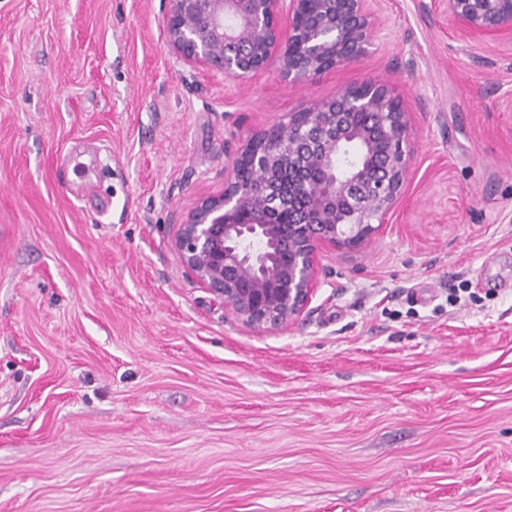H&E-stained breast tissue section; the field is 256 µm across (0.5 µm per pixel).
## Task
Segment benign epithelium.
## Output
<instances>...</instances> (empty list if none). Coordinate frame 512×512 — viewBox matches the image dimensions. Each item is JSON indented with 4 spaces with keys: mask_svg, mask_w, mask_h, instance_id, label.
I'll list each match as a JSON object with an SVG mask.
<instances>
[{
    "mask_svg": "<svg viewBox=\"0 0 512 512\" xmlns=\"http://www.w3.org/2000/svg\"><path fill=\"white\" fill-rule=\"evenodd\" d=\"M373 0H168L167 44L184 60L246 81L271 66L310 80L364 55L385 27ZM456 33L512 43V0H448ZM411 122L389 85L369 78L252 136L224 191L197 201L174 248L237 320L286 330L311 303L318 255L354 251L399 204L413 176ZM251 166L245 187L238 170Z\"/></svg>",
    "mask_w": 512,
    "mask_h": 512,
    "instance_id": "1",
    "label": "benign epithelium"
}]
</instances>
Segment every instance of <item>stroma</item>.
I'll return each instance as SVG.
<instances>
[{
  "label": "stroma",
  "instance_id": "obj_1",
  "mask_svg": "<svg viewBox=\"0 0 512 512\" xmlns=\"http://www.w3.org/2000/svg\"><path fill=\"white\" fill-rule=\"evenodd\" d=\"M359 61L239 82L166 0H0V512H512V45L378 0ZM375 78L401 206L244 327L179 225L252 135Z\"/></svg>",
  "mask_w": 512,
  "mask_h": 512
}]
</instances>
